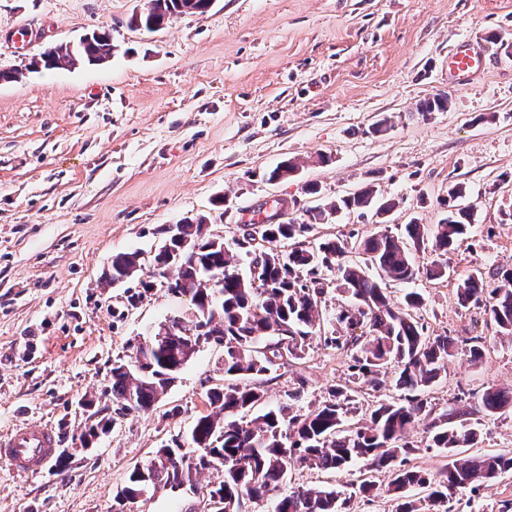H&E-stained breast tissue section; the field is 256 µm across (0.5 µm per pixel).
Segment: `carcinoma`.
Listing matches in <instances>:
<instances>
[{"mask_svg":"<svg viewBox=\"0 0 512 512\" xmlns=\"http://www.w3.org/2000/svg\"><path fill=\"white\" fill-rule=\"evenodd\" d=\"M212 0H151L140 16L142 28L162 29L181 14H202ZM112 45L101 33L90 42L60 44L45 53L46 67L71 66L79 61L96 64L100 52ZM448 95L422 100L421 114L448 110ZM299 171L294 159L283 161L269 173V180H288ZM466 187L448 188V216L438 224L412 220L405 234L378 232L324 238L316 243L308 234L316 224H328L342 211L376 207L379 216L390 214L393 200L379 201L376 190L366 187L304 210L303 217L254 226L227 241L210 233L203 221L162 229L177 248L186 244V255L169 261L158 252L166 290L190 295L200 319L219 325L200 337L188 321L178 336H165L138 344L129 360L112 366L110 393L123 412L150 410L174 384L178 374L204 344L224 348V384L207 393L214 411L194 420L188 435L193 453L173 441L157 449L156 464L136 466L117 492L120 502L135 501L149 492L181 480L194 486L204 470H224V479L208 491L211 512H235L240 498L275 499L273 512H351L353 497L372 500L383 494L396 501L395 512H461L457 493L476 491L504 474H512V452L458 456V449L472 448L480 437L478 425L512 412V391L482 387L461 393L451 405L439 409L426 397L449 362L464 344L473 361L487 351L484 336L458 340L431 336L421 315L424 298L408 292L396 304L387 293L389 282L408 283L425 274L430 280L450 276L448 261H434L420 270L415 256L431 250L445 256L476 223V209L462 205ZM261 240L257 246L254 241ZM248 259L247 269L240 261ZM141 266L138 251L112 257L110 280L117 281ZM176 274H169L170 270ZM336 276V286L351 303L339 306L328 320L320 309L328 293L324 272ZM456 298L460 306L483 309L496 333L512 337V268L487 277L479 267L459 279ZM342 350L350 357L345 380L329 390V398L303 414L290 409L264 408L262 378L291 359H301L312 340ZM393 374L400 398L373 405L356 423L347 422L355 410L359 388L378 390L382 376ZM254 412L246 421L245 414ZM476 420H471V417ZM427 422L426 448L454 456L442 477L407 465L408 456L420 449L410 432ZM361 461L369 476L354 484L350 496L334 488L297 487L284 490L292 467L301 465L322 472L347 469ZM386 472L381 487L370 477ZM427 492L417 499L411 491Z\"/></svg>","mask_w":512,"mask_h":512,"instance_id":"carcinoma-1","label":"carcinoma"}]
</instances>
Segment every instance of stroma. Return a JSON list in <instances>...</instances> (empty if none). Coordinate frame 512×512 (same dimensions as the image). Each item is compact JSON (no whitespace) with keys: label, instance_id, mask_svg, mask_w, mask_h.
Instances as JSON below:
<instances>
[{"label":"stroma","instance_id":"stroma-1","mask_svg":"<svg viewBox=\"0 0 512 512\" xmlns=\"http://www.w3.org/2000/svg\"><path fill=\"white\" fill-rule=\"evenodd\" d=\"M149 0H0V435L52 427L64 461L23 475L0 461V512H113L135 466L209 413L224 381V351L201 347L148 411L121 414L107 391L112 366L159 324L185 316L187 297L136 280L105 283L114 255L151 254L163 226L205 217L212 233H242L259 208L287 199L292 217L374 185L399 206L383 228L438 223L449 186L462 183L477 210L471 232L448 254L452 277L389 287L393 301L422 293L429 335L488 340L482 362L459 350L429 396L447 406L485 385L512 387V339L481 310L456 300L472 266L512 268V0H215L206 13L162 30L131 25ZM33 33L18 43L17 29ZM107 32L110 61L32 68L49 47ZM491 37L489 60L469 81H448V52ZM448 93V111L418 102ZM392 128L371 131L380 117ZM327 163H318L319 155ZM298 177L272 182L282 161ZM321 195H304V183ZM372 216L316 225L311 241L382 228ZM137 304H129L131 294ZM345 353L311 344L265 384V405L302 414L345 377ZM302 389L292 403L288 395ZM112 421L92 446L81 435ZM197 490L158 489L125 512H205Z\"/></svg>","mask_w":512,"mask_h":512}]
</instances>
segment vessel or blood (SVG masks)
<instances>
[{
	"label": "vessel or blood",
	"mask_w": 512,
	"mask_h": 512,
	"mask_svg": "<svg viewBox=\"0 0 512 512\" xmlns=\"http://www.w3.org/2000/svg\"><path fill=\"white\" fill-rule=\"evenodd\" d=\"M486 62L483 43L461 41L448 54V77L460 81L478 71ZM55 436L44 425L17 427L0 436V459L22 473L40 471L55 454Z\"/></svg>",
	"instance_id": "1"
}]
</instances>
